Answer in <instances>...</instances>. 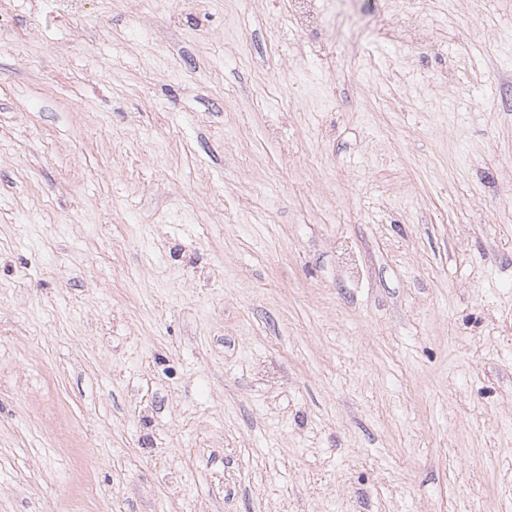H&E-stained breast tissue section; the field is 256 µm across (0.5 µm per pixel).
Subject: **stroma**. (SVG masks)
Returning a JSON list of instances; mask_svg holds the SVG:
<instances>
[{"mask_svg":"<svg viewBox=\"0 0 512 512\" xmlns=\"http://www.w3.org/2000/svg\"><path fill=\"white\" fill-rule=\"evenodd\" d=\"M0 0V512H512V0Z\"/></svg>","mask_w":512,"mask_h":512,"instance_id":"1","label":"stroma"}]
</instances>
